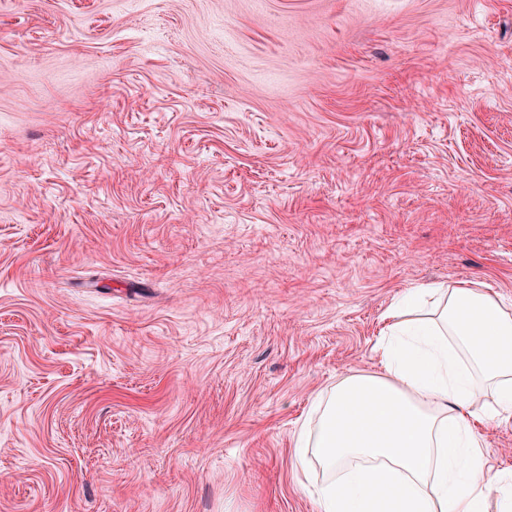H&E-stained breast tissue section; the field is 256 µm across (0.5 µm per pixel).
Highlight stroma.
<instances>
[{
	"mask_svg": "<svg viewBox=\"0 0 512 512\" xmlns=\"http://www.w3.org/2000/svg\"><path fill=\"white\" fill-rule=\"evenodd\" d=\"M430 282L512 301V0H0V512H319Z\"/></svg>",
	"mask_w": 512,
	"mask_h": 512,
	"instance_id": "obj_1",
	"label": "stroma"
}]
</instances>
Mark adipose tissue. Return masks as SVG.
I'll list each match as a JSON object with an SVG mask.
<instances>
[{"label":"adipose tissue","mask_w":512,"mask_h":512,"mask_svg":"<svg viewBox=\"0 0 512 512\" xmlns=\"http://www.w3.org/2000/svg\"><path fill=\"white\" fill-rule=\"evenodd\" d=\"M377 347L380 373L317 396L298 434L321 512H512V471L484 462L480 432L512 418V303L480 283L416 288Z\"/></svg>","instance_id":"adipose-tissue-1"}]
</instances>
